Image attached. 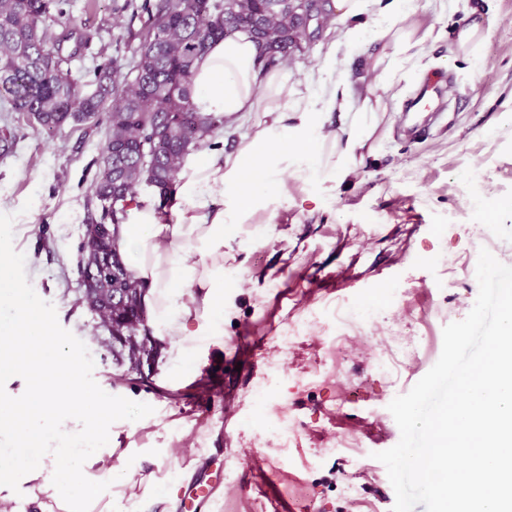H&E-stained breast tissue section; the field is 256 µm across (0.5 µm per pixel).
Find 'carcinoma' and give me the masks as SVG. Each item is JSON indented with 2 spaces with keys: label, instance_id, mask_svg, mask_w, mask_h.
Listing matches in <instances>:
<instances>
[{
  "label": "carcinoma",
  "instance_id": "carcinoma-1",
  "mask_svg": "<svg viewBox=\"0 0 512 512\" xmlns=\"http://www.w3.org/2000/svg\"><path fill=\"white\" fill-rule=\"evenodd\" d=\"M66 0H0V110L16 112L53 130L66 123H104L105 144L98 174L91 185L100 202L135 196L150 185L164 197L177 179L185 157L213 148L226 120L196 110L192 76L195 62L210 44L249 24L256 40H265L263 67L288 63L291 49L306 36V23L273 0H145L156 21L139 49L133 79L118 80L120 65L106 58L94 71V90L83 92L63 65L80 55L90 34L65 19ZM62 19V33L52 37L46 22ZM117 212L90 218L78 246L79 278L97 263L124 264L116 236L105 240L100 225ZM116 284L105 275L76 288V303L99 319L101 343L112 350V337L133 336L121 329L112 311Z\"/></svg>",
  "mask_w": 512,
  "mask_h": 512
}]
</instances>
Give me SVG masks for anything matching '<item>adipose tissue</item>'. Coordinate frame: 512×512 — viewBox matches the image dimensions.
<instances>
[{"mask_svg": "<svg viewBox=\"0 0 512 512\" xmlns=\"http://www.w3.org/2000/svg\"><path fill=\"white\" fill-rule=\"evenodd\" d=\"M347 21L345 45L382 44L377 73L361 99L336 79L335 44H328L304 82L291 83L281 68L262 71L259 48L240 32L212 43L196 65L193 102L198 111L235 121L248 115L250 132L232 151L214 149L188 158L166 200L122 201L128 219L119 226V251L145 288L152 333L186 360L182 340L202 333L205 315H224V249L257 212L286 197L287 179L319 175L347 178V161L365 149L385 111L397 58L422 42L408 22L406 0H334ZM372 15L371 28L359 26ZM357 108L360 123L327 129L330 113Z\"/></svg>", "mask_w": 512, "mask_h": 512, "instance_id": "adipose-tissue-1", "label": "adipose tissue"}]
</instances>
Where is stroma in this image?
I'll return each instance as SVG.
<instances>
[{
	"label": "stroma",
	"instance_id": "1",
	"mask_svg": "<svg viewBox=\"0 0 512 512\" xmlns=\"http://www.w3.org/2000/svg\"><path fill=\"white\" fill-rule=\"evenodd\" d=\"M143 0H68L65 9L91 38L69 64L88 84L104 57L131 77L153 18ZM420 29L432 36L414 48L384 96L385 112L355 174L332 183L320 178L289 184L288 200L271 203L264 232L253 225L233 242L240 280L224 287V322L208 340L188 339L187 363L161 352L145 375L129 373L99 343L94 319L75 303L78 245L89 214H100L90 186L104 145L103 127L64 125L47 131L0 112V130L16 136L0 156V212L14 215L13 244L26 256L36 294L54 305L60 325L87 346L93 378L108 394L149 404L151 415L132 427L112 425V494L89 512H187L178 491L192 482L232 477L243 485L234 512H392L395 493L378 452L390 449L399 428L390 402L408 393L434 366L443 329L463 320L477 293L465 289L474 225L493 239L491 254L512 266V0H407ZM494 17L481 46L465 52L453 32ZM345 23H310L287 65L303 81L327 43L341 40ZM377 45L341 52L337 75L363 87L374 75ZM442 78L448 110L442 124L410 140L399 128L412 92ZM485 210L475 214L474 195ZM361 303L378 310L371 336L425 337L417 363L391 382L360 359L346 370L348 401L336 409V388L310 382L315 363L329 359L326 315ZM319 313L285 353L275 338L306 312ZM282 388L266 405L249 393L273 370ZM289 412L297 437L287 449L265 446L246 456L257 436ZM356 434L365 461L336 453L332 435ZM210 450L196 457L198 443ZM352 480L360 505L341 492Z\"/></svg>",
	"mask_w": 512,
	"mask_h": 512
}]
</instances>
